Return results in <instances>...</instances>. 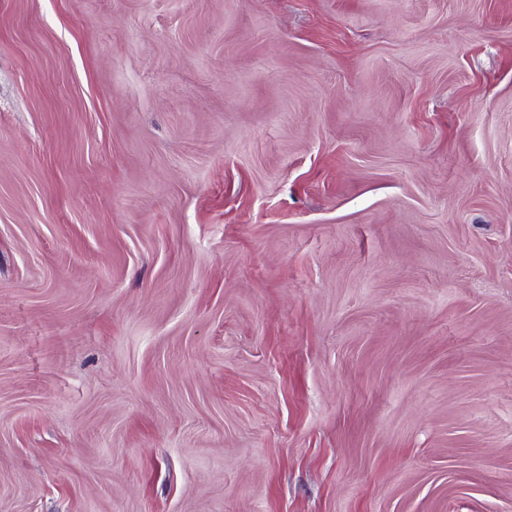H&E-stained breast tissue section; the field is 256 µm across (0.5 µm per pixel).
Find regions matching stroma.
<instances>
[{"instance_id": "stroma-1", "label": "stroma", "mask_w": 512, "mask_h": 512, "mask_svg": "<svg viewBox=\"0 0 512 512\" xmlns=\"http://www.w3.org/2000/svg\"><path fill=\"white\" fill-rule=\"evenodd\" d=\"M0 512H512V0H0Z\"/></svg>"}]
</instances>
